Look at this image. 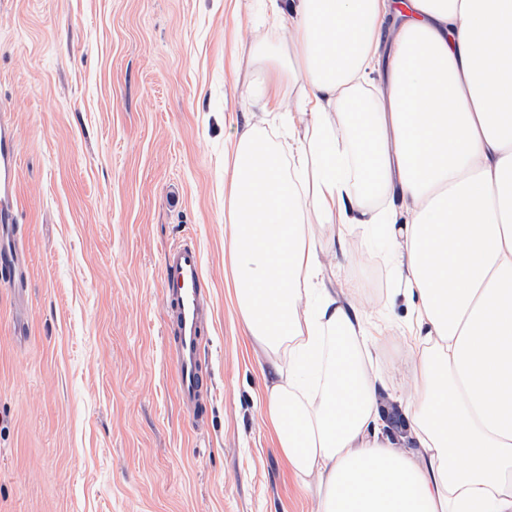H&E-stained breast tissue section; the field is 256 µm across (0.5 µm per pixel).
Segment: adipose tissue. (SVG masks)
I'll use <instances>...</instances> for the list:
<instances>
[{
	"mask_svg": "<svg viewBox=\"0 0 512 512\" xmlns=\"http://www.w3.org/2000/svg\"><path fill=\"white\" fill-rule=\"evenodd\" d=\"M270 3L291 35L243 47L246 99L302 101L287 151L252 115L225 151L224 254L280 453L317 512H512V0ZM356 235L384 242L386 301L411 307L404 399L328 285L324 254Z\"/></svg>",
	"mask_w": 512,
	"mask_h": 512,
	"instance_id": "adipose-tissue-1",
	"label": "adipose tissue"
}]
</instances>
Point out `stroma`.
Returning a JSON list of instances; mask_svg holds the SVG:
<instances>
[{
    "label": "stroma",
    "mask_w": 512,
    "mask_h": 512,
    "mask_svg": "<svg viewBox=\"0 0 512 512\" xmlns=\"http://www.w3.org/2000/svg\"><path fill=\"white\" fill-rule=\"evenodd\" d=\"M269 0H0V103L19 140L28 285H0V512H316L257 405L226 287L224 150L236 67ZM210 290L208 418L175 395L162 259L185 233ZM379 244L324 261L409 386Z\"/></svg>",
    "instance_id": "35a3bbf8"
}]
</instances>
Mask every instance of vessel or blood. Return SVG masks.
Wrapping results in <instances>:
<instances>
[{
	"instance_id": "obj_1",
	"label": "vessel or blood",
	"mask_w": 512,
	"mask_h": 512,
	"mask_svg": "<svg viewBox=\"0 0 512 512\" xmlns=\"http://www.w3.org/2000/svg\"><path fill=\"white\" fill-rule=\"evenodd\" d=\"M18 164L14 117L0 110V281L22 289L28 275L16 202ZM162 266L176 396L183 407L198 415L202 412L201 397L206 387L202 357L207 289L201 253L194 239L188 237L171 246L164 254Z\"/></svg>"
}]
</instances>
